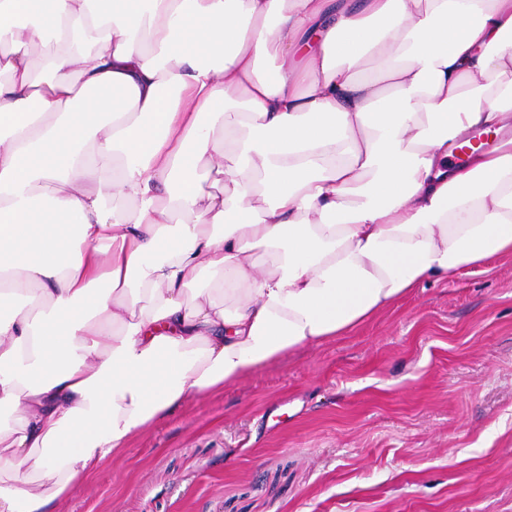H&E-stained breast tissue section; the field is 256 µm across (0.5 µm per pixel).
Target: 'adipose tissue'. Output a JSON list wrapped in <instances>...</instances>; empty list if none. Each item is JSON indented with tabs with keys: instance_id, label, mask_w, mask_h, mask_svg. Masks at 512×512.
Instances as JSON below:
<instances>
[{
	"instance_id": "adipose-tissue-1",
	"label": "adipose tissue",
	"mask_w": 512,
	"mask_h": 512,
	"mask_svg": "<svg viewBox=\"0 0 512 512\" xmlns=\"http://www.w3.org/2000/svg\"><path fill=\"white\" fill-rule=\"evenodd\" d=\"M502 255L512 0H0V512Z\"/></svg>"
}]
</instances>
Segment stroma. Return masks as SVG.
<instances>
[{
  "instance_id": "stroma-1",
  "label": "stroma",
  "mask_w": 512,
  "mask_h": 512,
  "mask_svg": "<svg viewBox=\"0 0 512 512\" xmlns=\"http://www.w3.org/2000/svg\"><path fill=\"white\" fill-rule=\"evenodd\" d=\"M48 512H512V256L185 400Z\"/></svg>"
}]
</instances>
